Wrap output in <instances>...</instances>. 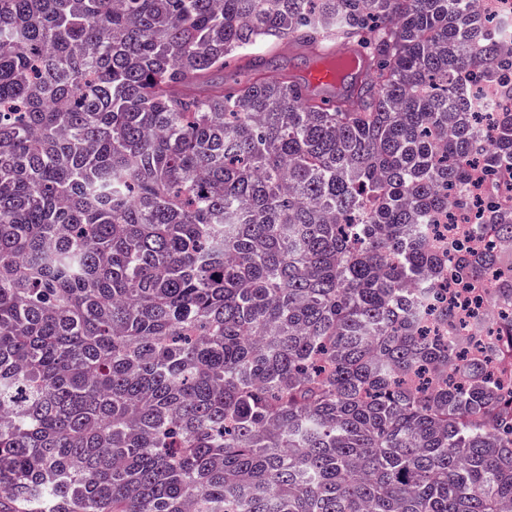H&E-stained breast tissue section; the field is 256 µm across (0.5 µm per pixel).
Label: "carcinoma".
<instances>
[{
	"instance_id": "cac0c4a2",
	"label": "carcinoma",
	"mask_w": 512,
	"mask_h": 512,
	"mask_svg": "<svg viewBox=\"0 0 512 512\" xmlns=\"http://www.w3.org/2000/svg\"><path fill=\"white\" fill-rule=\"evenodd\" d=\"M475 0H0V512H512V52ZM360 46L324 110L247 47ZM486 183L485 220L461 213ZM508 309L510 311L511 304H504L492 291L485 292L483 298L480 299L478 304L476 305V309L474 311L478 312L487 322L488 328L486 331V335L491 336L492 338H497L499 335V327L498 323L494 326H491L487 319L486 313L488 310L499 311L500 317L504 314V312Z\"/></svg>"
}]
</instances>
